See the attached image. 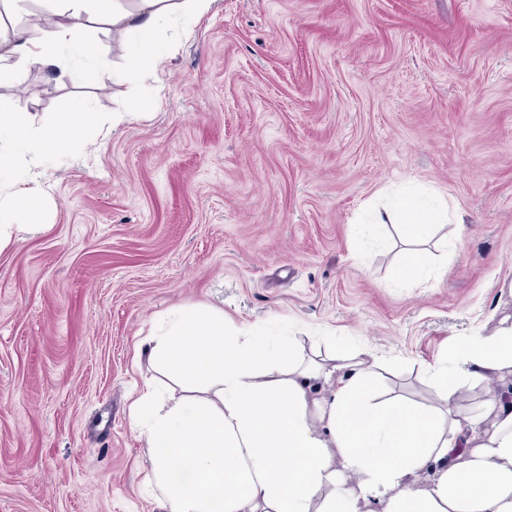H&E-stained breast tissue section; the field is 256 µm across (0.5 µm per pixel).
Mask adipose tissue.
<instances>
[{
    "label": "adipose tissue",
    "mask_w": 512,
    "mask_h": 512,
    "mask_svg": "<svg viewBox=\"0 0 512 512\" xmlns=\"http://www.w3.org/2000/svg\"><path fill=\"white\" fill-rule=\"evenodd\" d=\"M25 2L0 0V244L44 209L48 161L136 116L80 101L36 124L20 92L29 69L79 83L83 66L105 64L90 34L98 23L157 73L174 48L160 31L183 33L214 0H38L44 22L14 24ZM374 219L401 224L410 244L402 273L413 278L426 273L416 243L440 226L463 232L447 201L418 193ZM146 353L178 384L146 383L132 403L167 512H512V401L494 396L475 413L457 404L470 382L512 376V318L432 369L440 404L431 409L380 399L372 350L321 354L202 304L170 311Z\"/></svg>",
    "instance_id": "adipose-tissue-1"
}]
</instances>
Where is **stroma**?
I'll return each instance as SVG.
<instances>
[{
  "label": "stroma",
  "mask_w": 512,
  "mask_h": 512,
  "mask_svg": "<svg viewBox=\"0 0 512 512\" xmlns=\"http://www.w3.org/2000/svg\"><path fill=\"white\" fill-rule=\"evenodd\" d=\"M93 33L125 80L30 69L35 123L139 116L49 170L0 248V512H165L130 407L184 304L369 346L385 393L437 405L428 369L512 316V0H216L155 77ZM410 184L464 225L414 280L399 225L351 256L364 205Z\"/></svg>",
  "instance_id": "35a3bbf8"
}]
</instances>
